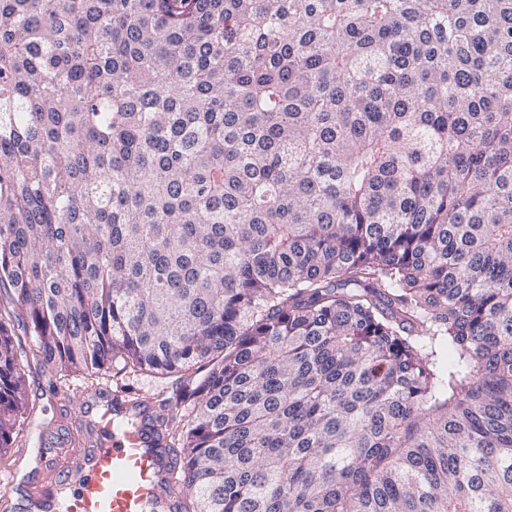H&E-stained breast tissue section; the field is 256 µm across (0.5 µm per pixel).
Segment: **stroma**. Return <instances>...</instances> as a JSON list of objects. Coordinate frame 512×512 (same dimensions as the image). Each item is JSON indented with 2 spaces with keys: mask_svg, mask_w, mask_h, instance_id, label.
Wrapping results in <instances>:
<instances>
[{
  "mask_svg": "<svg viewBox=\"0 0 512 512\" xmlns=\"http://www.w3.org/2000/svg\"><path fill=\"white\" fill-rule=\"evenodd\" d=\"M23 353L22 368L26 381V412L12 435L11 445L4 458L0 459V482L8 481L10 475H17L20 488L0 491V512H38L35 498L29 497L25 487L39 483L43 475L34 467V457L41 448L46 434L66 440L72 453L82 452L86 431L84 403L94 391H122L124 385H131L150 403H157L159 397L171 396L173 378H158L147 374L126 377L107 370L98 380H87L78 372L63 373L53 369L35 357L33 337L21 339Z\"/></svg>",
  "mask_w": 512,
  "mask_h": 512,
  "instance_id": "1",
  "label": "stroma"
}]
</instances>
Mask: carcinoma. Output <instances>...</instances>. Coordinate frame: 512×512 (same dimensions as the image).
Returning a JSON list of instances; mask_svg holds the SVG:
<instances>
[{
	"instance_id": "1",
	"label": "carcinoma",
	"mask_w": 512,
	"mask_h": 512,
	"mask_svg": "<svg viewBox=\"0 0 512 512\" xmlns=\"http://www.w3.org/2000/svg\"><path fill=\"white\" fill-rule=\"evenodd\" d=\"M0 293V452L20 321L181 512H512V0H0Z\"/></svg>"
}]
</instances>
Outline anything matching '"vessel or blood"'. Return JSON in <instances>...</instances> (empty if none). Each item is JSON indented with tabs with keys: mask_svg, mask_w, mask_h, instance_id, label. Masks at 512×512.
Listing matches in <instances>:
<instances>
[{
	"mask_svg": "<svg viewBox=\"0 0 512 512\" xmlns=\"http://www.w3.org/2000/svg\"><path fill=\"white\" fill-rule=\"evenodd\" d=\"M87 422V448L62 483L67 495L42 500L43 512H178L172 455L148 408L100 392Z\"/></svg>",
	"mask_w": 512,
	"mask_h": 512,
	"instance_id": "obj_1",
	"label": "vessel or blood"
}]
</instances>
